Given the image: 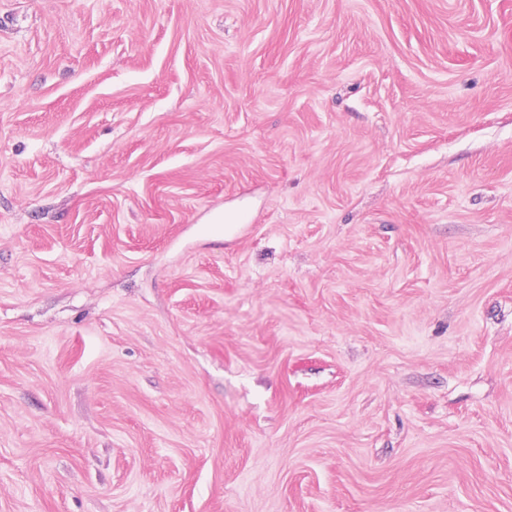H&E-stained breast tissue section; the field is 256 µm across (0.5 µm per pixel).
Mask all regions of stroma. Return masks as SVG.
I'll use <instances>...</instances> for the list:
<instances>
[{"label":"stroma","instance_id":"stroma-1","mask_svg":"<svg viewBox=\"0 0 512 512\" xmlns=\"http://www.w3.org/2000/svg\"><path fill=\"white\" fill-rule=\"evenodd\" d=\"M0 512H512V0H0Z\"/></svg>","mask_w":512,"mask_h":512}]
</instances>
